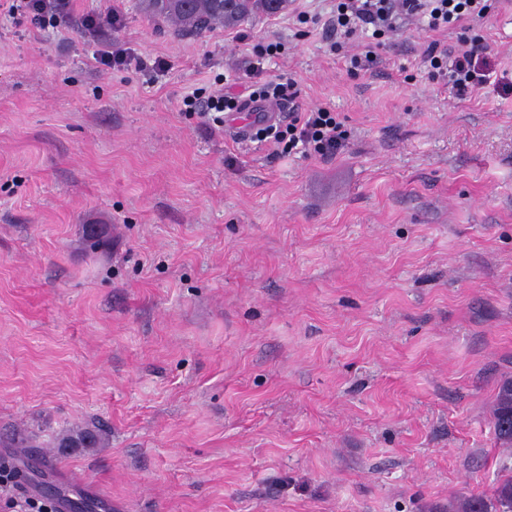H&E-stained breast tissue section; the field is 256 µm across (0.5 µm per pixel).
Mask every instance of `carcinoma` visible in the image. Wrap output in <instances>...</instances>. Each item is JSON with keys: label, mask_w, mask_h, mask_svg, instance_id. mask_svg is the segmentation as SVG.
<instances>
[{"label": "carcinoma", "mask_w": 512, "mask_h": 512, "mask_svg": "<svg viewBox=\"0 0 512 512\" xmlns=\"http://www.w3.org/2000/svg\"><path fill=\"white\" fill-rule=\"evenodd\" d=\"M288 6V0H138L145 14L169 23L177 37H198L217 26L234 28L256 16L275 15ZM110 241L106 226L94 230L82 227V244L89 254L103 250ZM492 424L500 445L512 449V377H504L498 387L492 411ZM65 441L102 443L100 430L75 426L63 431L49 442L59 448ZM458 512H512V475L501 480L491 496L474 495L457 505Z\"/></svg>", "instance_id": "1"}]
</instances>
